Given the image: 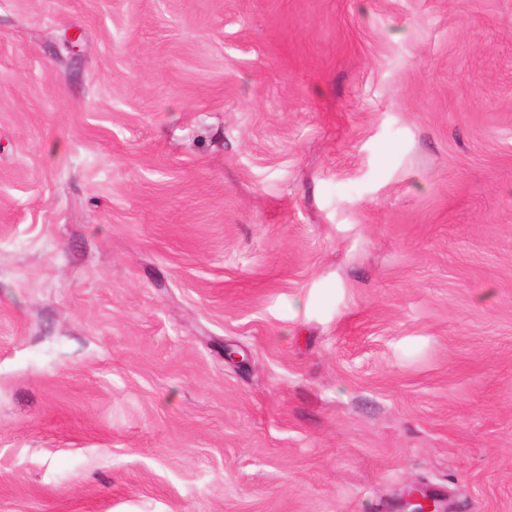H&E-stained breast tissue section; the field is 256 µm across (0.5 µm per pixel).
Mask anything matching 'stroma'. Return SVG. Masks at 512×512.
I'll return each instance as SVG.
<instances>
[{"label":"stroma","mask_w":512,"mask_h":512,"mask_svg":"<svg viewBox=\"0 0 512 512\" xmlns=\"http://www.w3.org/2000/svg\"><path fill=\"white\" fill-rule=\"evenodd\" d=\"M412 483L512 512V0H0V512Z\"/></svg>","instance_id":"35a3bbf8"}]
</instances>
